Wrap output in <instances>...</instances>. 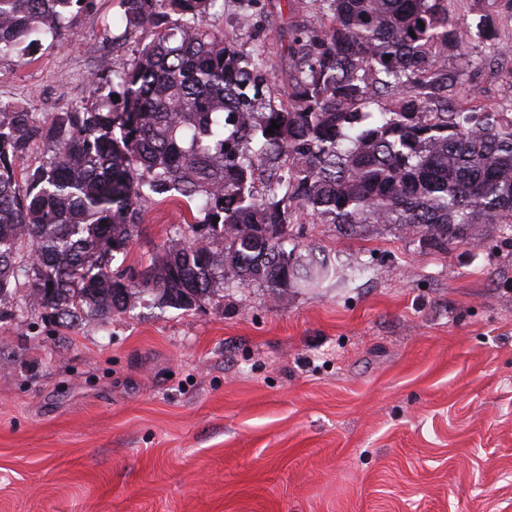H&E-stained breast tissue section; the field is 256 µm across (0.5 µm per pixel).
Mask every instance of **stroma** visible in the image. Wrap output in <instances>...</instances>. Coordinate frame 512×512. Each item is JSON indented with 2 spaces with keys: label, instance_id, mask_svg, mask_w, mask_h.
<instances>
[{
  "label": "stroma",
  "instance_id": "stroma-1",
  "mask_svg": "<svg viewBox=\"0 0 512 512\" xmlns=\"http://www.w3.org/2000/svg\"><path fill=\"white\" fill-rule=\"evenodd\" d=\"M448 12L490 15L501 47L491 62L470 41L459 104L512 113V0ZM322 22L312 0H215L206 26L284 82L279 30ZM151 38L95 0L68 43L0 59V103L80 105ZM186 210L147 199L113 272L146 267ZM292 236L335 262L320 287L228 288L189 311L147 295L70 329L18 289L0 319V512H512V236L481 224L442 250L306 215Z\"/></svg>",
  "mask_w": 512,
  "mask_h": 512
}]
</instances>
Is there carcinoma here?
Segmentation results:
<instances>
[{
	"instance_id": "1",
	"label": "carcinoma",
	"mask_w": 512,
	"mask_h": 512,
	"mask_svg": "<svg viewBox=\"0 0 512 512\" xmlns=\"http://www.w3.org/2000/svg\"><path fill=\"white\" fill-rule=\"evenodd\" d=\"M212 2L119 0L125 30L153 38L92 76L85 102L40 119L0 104V316L21 286L27 308L65 328L144 293L188 310L231 280L274 297L311 287L331 260L288 246L305 212L436 246L475 224L512 231V114L445 96L472 36L498 49L492 18L473 31L446 0H313L327 23L292 31L295 74L280 88L260 54L208 33ZM93 4L0 0V58L65 40L69 16ZM35 141L48 156L20 176L15 158ZM151 195L195 201L203 218L177 225L135 282L111 263Z\"/></svg>"
}]
</instances>
